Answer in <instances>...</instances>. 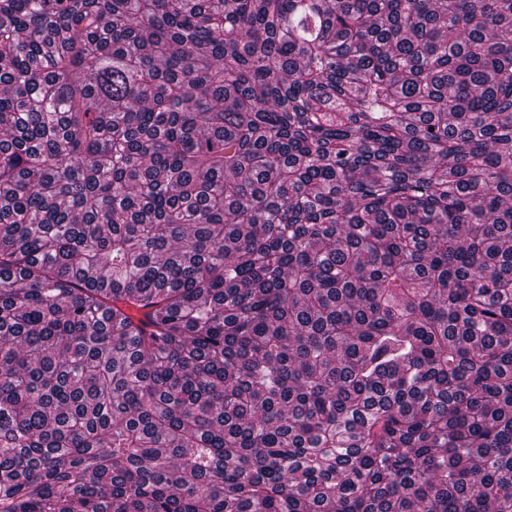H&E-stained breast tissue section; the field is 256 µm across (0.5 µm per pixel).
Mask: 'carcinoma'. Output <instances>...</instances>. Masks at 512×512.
<instances>
[{"mask_svg": "<svg viewBox=\"0 0 512 512\" xmlns=\"http://www.w3.org/2000/svg\"><path fill=\"white\" fill-rule=\"evenodd\" d=\"M0 512H512V0H0Z\"/></svg>", "mask_w": 512, "mask_h": 512, "instance_id": "cac0c4a2", "label": "carcinoma"}]
</instances>
